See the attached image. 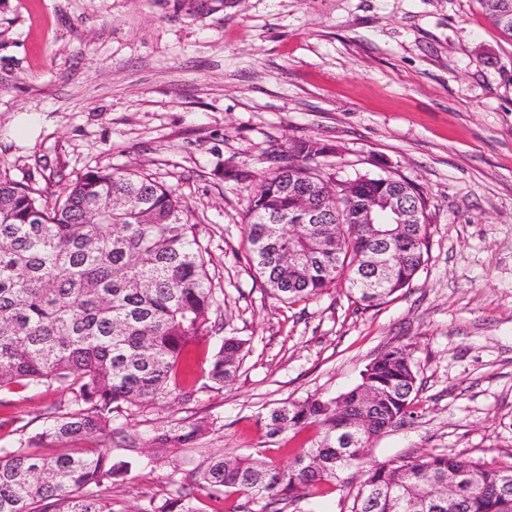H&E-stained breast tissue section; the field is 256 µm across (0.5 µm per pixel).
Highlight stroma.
I'll return each instance as SVG.
<instances>
[{
	"label": "stroma",
	"instance_id": "obj_1",
	"mask_svg": "<svg viewBox=\"0 0 512 512\" xmlns=\"http://www.w3.org/2000/svg\"><path fill=\"white\" fill-rule=\"evenodd\" d=\"M309 138L334 178L391 173L428 200L429 261L388 303L357 308L341 285L284 303L247 264L248 195ZM97 167L151 174L189 206L222 336L246 342L223 389L201 388L215 336L190 353L195 401L121 419L112 458L133 467L112 487L115 512L172 489L152 426L212 422L174 449L185 471L220 448L285 466L315 430L270 445L259 415L339 396L395 346L420 389L369 459L512 462V39L479 0H0V175L59 192ZM61 399L1 392L0 448L41 431Z\"/></svg>",
	"mask_w": 512,
	"mask_h": 512
}]
</instances>
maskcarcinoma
<instances>
[{
  "label": "carcinoma",
  "instance_id": "obj_1",
  "mask_svg": "<svg viewBox=\"0 0 512 512\" xmlns=\"http://www.w3.org/2000/svg\"><path fill=\"white\" fill-rule=\"evenodd\" d=\"M485 15L512 39V0H480ZM296 162L266 171L250 191L244 237L247 263L281 302L310 300L343 283L353 302L380 306L409 287L427 263L429 225L385 224L375 239L353 218L348 197H332L333 179L313 165L326 146L290 147ZM356 197L395 188L407 207H427L423 193L391 174L348 180ZM307 195L318 222L302 218ZM135 207L100 210L107 199ZM189 207L173 189L142 173L95 168L56 198L0 178V391L47 386L68 394L42 432L0 448V512H114L112 484L131 468L107 447L43 456L31 448L123 433L119 416L162 400L190 401L177 366L186 347L219 333L218 305ZM399 255L390 277L370 284L364 265L381 247ZM246 341L222 339L207 371L220 389L240 370ZM419 391L412 355L394 347L375 357L360 381L334 399L284 402L262 417L266 437L315 426L320 439L278 467L218 449L184 475L174 494L136 512H200L197 492L219 503L227 494L282 512L280 504L335 482L353 487L350 512H433L448 472L466 476L442 512H512L499 502L512 463L487 468L447 453L370 461L372 441L411 416ZM210 423L184 420L156 429L153 448H182ZM354 442L341 445L336 436Z\"/></svg>",
  "mask_w": 512,
  "mask_h": 512
}]
</instances>
